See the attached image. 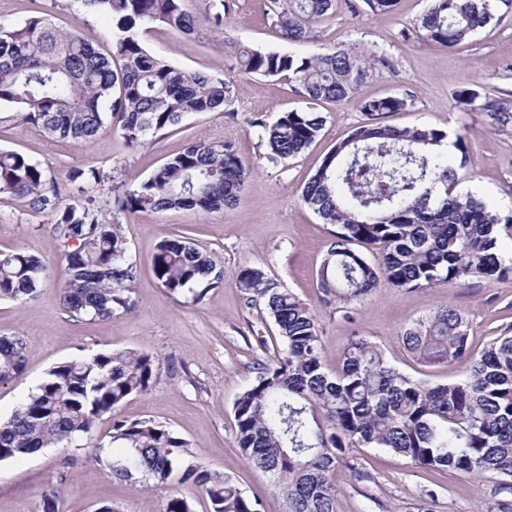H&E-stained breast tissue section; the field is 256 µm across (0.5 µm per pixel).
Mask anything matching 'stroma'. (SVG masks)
I'll return each mask as SVG.
<instances>
[{"mask_svg":"<svg viewBox=\"0 0 512 512\" xmlns=\"http://www.w3.org/2000/svg\"><path fill=\"white\" fill-rule=\"evenodd\" d=\"M227 2L223 29L203 26L187 38L157 27L143 36L150 51L176 66L232 83L235 95L223 111L194 115L132 150L109 130L87 144L48 139L0 104V148L39 163L57 182L64 202L101 210L120 225L137 270L131 311L103 321L74 317L62 302L61 248L49 216L27 199H0V252L27 251L49 270L36 297L0 302V336H18L26 343L23 369L0 383V419H8L57 363L98 351L144 352L156 361L155 377L147 391L124 401L116 415L171 426L188 443V462L230 476L247 496L261 501V512H284L269 478L247 464L235 442L233 402L254 380L258 366L273 361L279 346L264 307L248 303L238 285L241 268L262 270L314 310L325 371H335L349 338L359 334L393 366L432 384L460 378L463 365L419 363L405 348L403 332L450 305L465 316L469 343L481 352L512 329V279L468 277L454 285L414 290L383 283L348 305L323 302L316 274L335 228L303 203L301 192L326 154L365 117L353 100L319 103L326 123L316 141L294 158L270 160L254 119L270 123L281 113L307 109L308 102L288 81L245 73L234 51L245 45L301 57L348 47L363 54L370 67L360 97L406 99L407 108L390 116L389 124L462 135L468 163L459 172L457 191L507 214L512 212V6L495 0L494 29L448 50L425 42L414 29L431 0H397L391 13L380 15L366 13L363 0H346L329 21L314 25L309 41L295 45L275 27L270 0ZM36 14L78 29L100 48L112 42L108 18L83 8L79 0H0V17L21 23ZM466 89L495 94L502 112L459 104L458 94ZM203 138L232 142L251 165L237 205L155 213L118 212L108 206L114 182L135 188L162 162ZM91 166L105 173L104 184L74 195L69 170ZM175 234L191 237L223 262L222 286L209 290L201 303L169 295L152 273L158 244ZM113 416L95 421L93 446L61 444L0 461V512H42L41 492L62 471L67 481L59 512H97L105 504L114 512H165L175 489L192 501L195 512H208L191 484L174 488L113 479L95 457L96 445L109 442ZM348 459L336 473L338 512H415L428 490L436 494L432 512H480L495 501L512 507V495L496 493L492 481L414 465L384 448H355Z\"/></svg>","mask_w":512,"mask_h":512,"instance_id":"stroma-1","label":"stroma"}]
</instances>
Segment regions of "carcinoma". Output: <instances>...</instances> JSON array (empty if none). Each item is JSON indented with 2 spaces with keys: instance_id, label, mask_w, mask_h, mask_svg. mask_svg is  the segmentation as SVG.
<instances>
[{
  "instance_id": "carcinoma-1",
  "label": "carcinoma",
  "mask_w": 512,
  "mask_h": 512,
  "mask_svg": "<svg viewBox=\"0 0 512 512\" xmlns=\"http://www.w3.org/2000/svg\"><path fill=\"white\" fill-rule=\"evenodd\" d=\"M112 23L110 50L100 51L78 30L43 16L21 24L0 20V104L52 139L89 142L111 117L126 145L135 148L165 134L186 117L222 112L234 87L221 78L177 67L151 53L142 33L156 25L186 37L200 21L224 24L227 6L200 17L183 0H78ZM276 25L285 41L304 42L313 25L333 17L339 0H274ZM494 19L490 0H432L417 20L426 42L453 48ZM237 60L248 74L285 78L308 101L341 103L356 97L369 61L349 48L305 58L241 46ZM399 97L358 100L366 122L336 143L302 190V200L327 224L334 240L321 262L317 288L323 297L351 304L385 281L394 288H427L466 277L512 278V256L499 245L512 232V215H501L455 192L460 153L434 150L447 134L398 127L385 115L406 109ZM263 128L270 159L295 157L315 142L325 117L312 109L282 113ZM250 165L227 141L199 140L114 197L119 211L213 210L238 203ZM77 192L100 185L97 168L74 169ZM0 197H22L51 218L64 263L63 302L77 317L106 320L129 311L136 268L120 225L99 210L60 198L42 167L25 155L0 149ZM383 249L379 265L353 248ZM156 280L171 295L200 303L223 282L219 258L186 235L159 243L152 260ZM47 279L43 261L21 250L0 252V301L35 296ZM239 288L264 305L278 330L280 351L257 371L236 398V443L247 463L271 480L285 512H337L336 471L352 448H386L430 469L487 476L496 486L512 480V336L503 335L476 356L468 326L452 307L402 336L425 364H466L464 378L443 384L412 379L390 365L364 337L352 336L340 366L323 370L322 344L313 309L266 274L243 267ZM26 344L0 336V382L20 372ZM156 363L137 351H101L65 360L8 420L0 422V461L87 437L96 419L128 397L148 390ZM110 442L125 449L97 460L122 481L163 484L192 481L209 512H260L220 473L185 462L187 442L155 420L112 417ZM66 474L41 494L42 512H58Z\"/></svg>"
}]
</instances>
